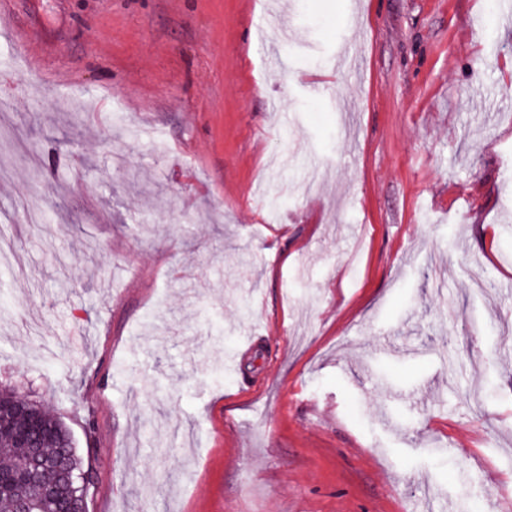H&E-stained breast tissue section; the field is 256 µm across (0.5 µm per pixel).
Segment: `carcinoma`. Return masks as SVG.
Masks as SVG:
<instances>
[{"mask_svg":"<svg viewBox=\"0 0 512 512\" xmlns=\"http://www.w3.org/2000/svg\"><path fill=\"white\" fill-rule=\"evenodd\" d=\"M0 415L7 418V425L0 428V450L8 453L7 458L0 459V512H20L23 507L28 512H62L64 509L69 512L76 508L77 498L88 497L94 473L83 466L71 432L60 419L36 402L6 388H0ZM32 422L43 429L41 448L37 449L39 457L59 461L69 477L62 482L58 504L46 499L40 479L29 478L20 469L30 449L18 446V436Z\"/></svg>","mask_w":512,"mask_h":512,"instance_id":"1","label":"carcinoma"}]
</instances>
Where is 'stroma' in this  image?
I'll return each mask as SVG.
<instances>
[{
    "mask_svg": "<svg viewBox=\"0 0 512 512\" xmlns=\"http://www.w3.org/2000/svg\"><path fill=\"white\" fill-rule=\"evenodd\" d=\"M0 73V384L87 512H497L512 4L0 0Z\"/></svg>",
    "mask_w": 512,
    "mask_h": 512,
    "instance_id": "35a3bbf8",
    "label": "stroma"
}]
</instances>
